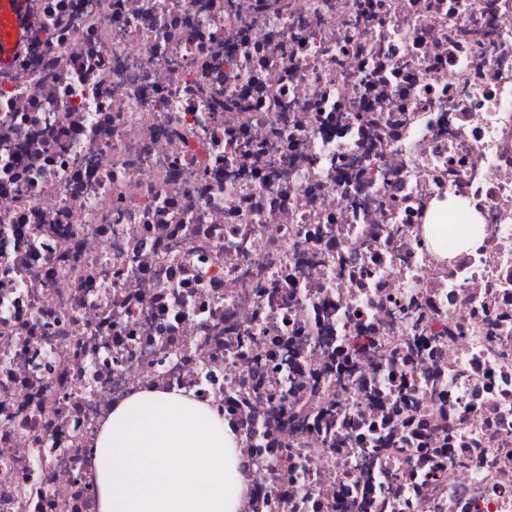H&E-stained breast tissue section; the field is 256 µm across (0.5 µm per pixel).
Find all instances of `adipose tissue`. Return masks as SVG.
I'll return each instance as SVG.
<instances>
[{
	"instance_id": "1",
	"label": "adipose tissue",
	"mask_w": 512,
	"mask_h": 512,
	"mask_svg": "<svg viewBox=\"0 0 512 512\" xmlns=\"http://www.w3.org/2000/svg\"><path fill=\"white\" fill-rule=\"evenodd\" d=\"M92 451L98 512H244L236 427L180 389L144 387L113 404Z\"/></svg>"
}]
</instances>
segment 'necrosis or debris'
<instances>
[{
  "mask_svg": "<svg viewBox=\"0 0 512 512\" xmlns=\"http://www.w3.org/2000/svg\"><path fill=\"white\" fill-rule=\"evenodd\" d=\"M237 2L29 0L0 512H96L145 386L238 427L248 512H512V0ZM451 194L479 244L444 261Z\"/></svg>",
  "mask_w": 512,
  "mask_h": 512,
  "instance_id": "1",
  "label": "necrosis or debris"
}]
</instances>
